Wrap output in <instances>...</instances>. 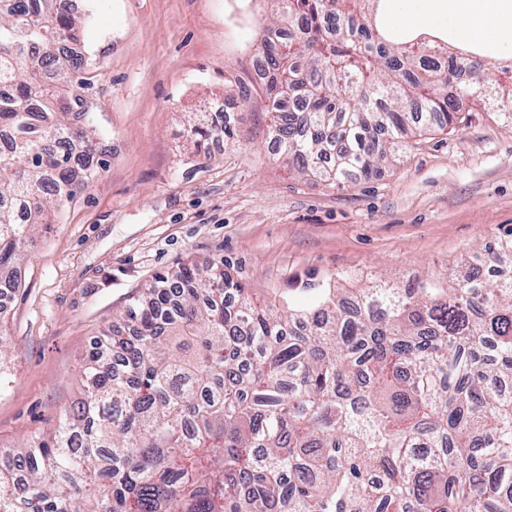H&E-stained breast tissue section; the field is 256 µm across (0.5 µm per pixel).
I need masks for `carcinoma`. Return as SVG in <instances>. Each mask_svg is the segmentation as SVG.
<instances>
[{
  "label": "carcinoma",
  "instance_id": "1",
  "mask_svg": "<svg viewBox=\"0 0 512 512\" xmlns=\"http://www.w3.org/2000/svg\"><path fill=\"white\" fill-rule=\"evenodd\" d=\"M262 42L279 153L334 188L370 178L459 100L508 108L445 44L395 40L384 0H278ZM71 0H0V270L96 176ZM196 142L233 135L198 122ZM84 167L76 181L75 167ZM468 271L258 305L222 263L157 274L83 370L85 398L0 461V512H512V237Z\"/></svg>",
  "mask_w": 512,
  "mask_h": 512
}]
</instances>
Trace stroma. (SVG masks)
Here are the masks:
<instances>
[{"label":"stroma","mask_w":512,"mask_h":512,"mask_svg":"<svg viewBox=\"0 0 512 512\" xmlns=\"http://www.w3.org/2000/svg\"><path fill=\"white\" fill-rule=\"evenodd\" d=\"M76 2L98 175L37 227L0 323V453L82 398L103 331L186 258L225 263L257 299L305 301L332 278L364 288L442 272L512 234V126L494 107L336 189L300 177L267 136L250 60L270 0ZM199 112L232 137L196 143Z\"/></svg>","instance_id":"1"}]
</instances>
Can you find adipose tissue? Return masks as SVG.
I'll list each match as a JSON object with an SVG mask.
<instances>
[{
	"instance_id": "adipose-tissue-1",
	"label": "adipose tissue",
	"mask_w": 512,
	"mask_h": 512,
	"mask_svg": "<svg viewBox=\"0 0 512 512\" xmlns=\"http://www.w3.org/2000/svg\"><path fill=\"white\" fill-rule=\"evenodd\" d=\"M388 16L416 35L442 33L466 44L512 36V0H392Z\"/></svg>"
}]
</instances>
